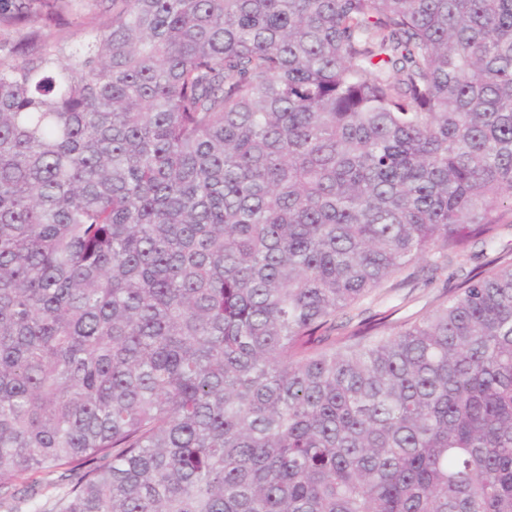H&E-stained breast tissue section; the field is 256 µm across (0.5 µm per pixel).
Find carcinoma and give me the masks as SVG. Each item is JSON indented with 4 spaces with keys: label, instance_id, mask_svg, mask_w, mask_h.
I'll list each match as a JSON object with an SVG mask.
<instances>
[{
    "label": "carcinoma",
    "instance_id": "1",
    "mask_svg": "<svg viewBox=\"0 0 512 512\" xmlns=\"http://www.w3.org/2000/svg\"><path fill=\"white\" fill-rule=\"evenodd\" d=\"M5 0L0 482L55 512H512V0ZM109 15L82 50L34 25ZM511 249L512 226H504L495 243L484 250V256L480 253L479 258L467 261L460 257L448 256L447 261L433 271L431 264L435 259L419 261L404 274L392 279L387 288L359 303L353 311L359 316H355L347 328L336 327L333 335L342 336L360 320L375 315L374 318L392 314L390 319L393 321L418 319L429 312L440 298L453 296L470 270L498 256H510ZM411 273L414 274L408 277ZM58 471L59 472H54L51 474L40 476V478L42 479V483L40 494L37 496V502L40 504L42 510H44L45 512L54 511V504L56 503L60 495H62L64 486L67 483H70L71 480H76L83 470L68 472L70 473V476L67 477V480L63 482L60 481L59 475L61 472L64 471V469H59Z\"/></svg>",
    "mask_w": 512,
    "mask_h": 512
}]
</instances>
